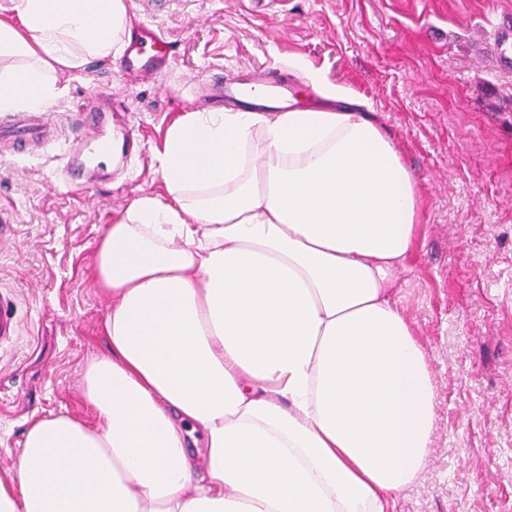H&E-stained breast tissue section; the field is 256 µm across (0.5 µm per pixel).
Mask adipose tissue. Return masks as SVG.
<instances>
[{
    "label": "adipose tissue",
    "mask_w": 512,
    "mask_h": 512,
    "mask_svg": "<svg viewBox=\"0 0 512 512\" xmlns=\"http://www.w3.org/2000/svg\"><path fill=\"white\" fill-rule=\"evenodd\" d=\"M127 0H0V112L64 97L117 55ZM292 65L339 110L191 112L164 190L104 231L105 350L89 423L33 421L0 512H393L435 425L398 304L421 199L371 104Z\"/></svg>",
    "instance_id": "ef3b65f1"
}]
</instances>
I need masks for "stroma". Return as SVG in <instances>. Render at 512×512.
I'll return each mask as SVG.
<instances>
[{
	"instance_id": "1",
	"label": "stroma",
	"mask_w": 512,
	"mask_h": 512,
	"mask_svg": "<svg viewBox=\"0 0 512 512\" xmlns=\"http://www.w3.org/2000/svg\"><path fill=\"white\" fill-rule=\"evenodd\" d=\"M130 22L154 24L178 53L160 77L93 60L60 80L50 106L63 118L87 93L120 91L141 154L76 155L84 195L65 183L59 147L0 166V292L19 334L0 349V477L29 420L89 417L86 364L106 348L108 301L91 272L103 229L138 194L159 190L156 151L168 129L209 110V76L303 58L324 82L372 103L403 148L423 198L403 312L422 345L436 393V427L419 481L394 512H512V70L492 45L512 0H127Z\"/></svg>"
}]
</instances>
